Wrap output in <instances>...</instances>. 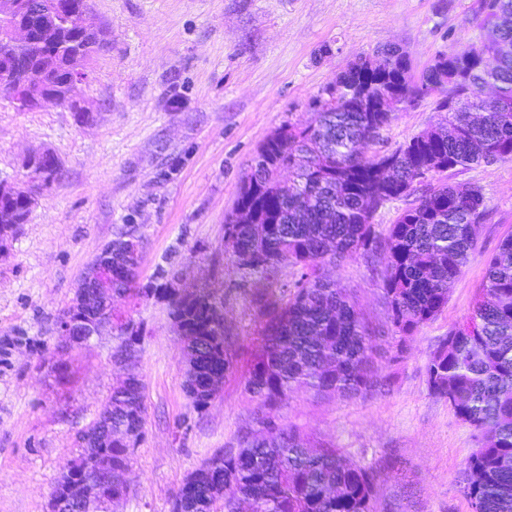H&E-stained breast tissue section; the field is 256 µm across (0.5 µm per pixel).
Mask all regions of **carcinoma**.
<instances>
[{
  "instance_id": "cac0c4a2",
  "label": "carcinoma",
  "mask_w": 512,
  "mask_h": 512,
  "mask_svg": "<svg viewBox=\"0 0 512 512\" xmlns=\"http://www.w3.org/2000/svg\"><path fill=\"white\" fill-rule=\"evenodd\" d=\"M47 10L59 7L58 30L47 39L39 29L13 50L0 49V73L12 69L15 56L28 60L37 91L81 118L88 107L68 97L69 64L90 66L106 44L70 26L72 17L89 7L88 0H44ZM476 14L512 22V0H477ZM497 61L482 64L484 48L469 46L457 58H437L419 82L406 78L404 55L394 52L377 71L344 70L331 87L339 98L353 86L386 91L400 104L439 94L440 122L385 154H367L392 119L390 112H352L314 98L331 108L313 122L288 124L285 143L265 144L275 161L294 165V182L282 190L276 173L239 195L272 231L257 237L249 224L224 225V246L238 268L267 279L285 268L291 279L280 294L258 295V350L238 372L229 336L220 320L222 304L211 296L186 306L156 287L151 293L169 315L198 329L185 391L193 406L205 409L215 395L196 387L204 371L222 370L228 378L241 374L244 389L257 408L254 428L243 430L238 446L202 464L208 477L183 484L171 512H212L214 482L224 485L222 512H392L383 506L382 472L395 465V455L374 463L349 460L343 449L315 445L279 414L295 393L364 398L390 391L383 366L403 360L415 333L435 320L448 304L455 281L475 255L481 221L486 214L482 189L422 178L472 164L512 161V28L503 34ZM496 83L507 96L499 108L481 98L479 88ZM336 157L335 180H320L313 168L323 155ZM446 164L436 169V163ZM382 204L414 197L396 221L380 230L365 222L369 199ZM0 210L20 217L31 213L27 194L0 196ZM359 256L373 267L386 314L385 325L370 324L357 302L324 275L325 266ZM481 288L471 313L430 354L425 375L429 394L448 402L456 417L472 430L476 448L466 458L461 492L472 512H512V236L498 244L484 262ZM146 406L144 385L115 388L98 419L112 429H137L132 441L105 449L118 477L130 464V448L141 439Z\"/></svg>"
}]
</instances>
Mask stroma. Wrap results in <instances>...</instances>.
<instances>
[{
    "label": "stroma",
    "instance_id": "1",
    "mask_svg": "<svg viewBox=\"0 0 512 512\" xmlns=\"http://www.w3.org/2000/svg\"><path fill=\"white\" fill-rule=\"evenodd\" d=\"M108 43L79 94L98 121L80 125L49 105L20 111L0 101V180H17L25 157L51 151L61 173L40 193L27 223L0 250V512H47L77 433L92 424L122 379L105 333L61 350L58 316L81 273L111 240H138L140 285L209 281L224 298V329L240 364L255 354L257 291L277 283L240 271L224 248V221L259 147L281 127L313 120L312 100L361 57L400 45L420 79L438 55L487 35L476 0H89ZM435 96L396 110L370 153L396 149L436 124ZM486 199L475 255L448 305L393 367L390 392L355 400L301 392L281 408L313 439L360 463L395 452L380 493L396 512H471L460 492L475 442L447 402L429 395L425 365L438 339L470 313L483 256L512 235V161L452 172ZM325 274L356 296L371 322L384 320L376 281L362 258ZM141 322L138 374L146 420L133 448L125 496L112 512H170L184 480L235 447L255 403L237 377L205 410L184 392L186 357L164 304L116 301Z\"/></svg>",
    "mask_w": 512,
    "mask_h": 512
}]
</instances>
